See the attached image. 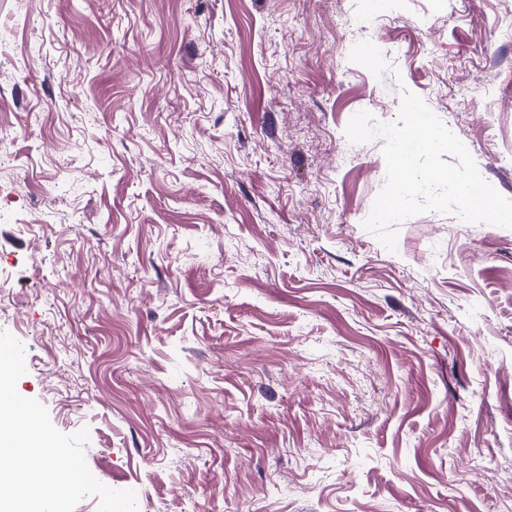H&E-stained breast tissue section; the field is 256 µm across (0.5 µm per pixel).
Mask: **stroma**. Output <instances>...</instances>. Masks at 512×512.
<instances>
[{"label":"stroma","mask_w":512,"mask_h":512,"mask_svg":"<svg viewBox=\"0 0 512 512\" xmlns=\"http://www.w3.org/2000/svg\"><path fill=\"white\" fill-rule=\"evenodd\" d=\"M406 88L512 198V0H0V329L139 512H512V229L363 226Z\"/></svg>","instance_id":"35a3bbf8"}]
</instances>
